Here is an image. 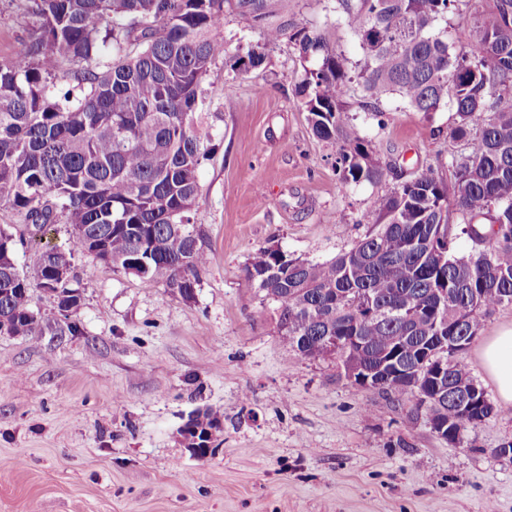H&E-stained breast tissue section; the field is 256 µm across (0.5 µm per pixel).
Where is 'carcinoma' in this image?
<instances>
[{"label": "carcinoma", "mask_w": 512, "mask_h": 512, "mask_svg": "<svg viewBox=\"0 0 512 512\" xmlns=\"http://www.w3.org/2000/svg\"><path fill=\"white\" fill-rule=\"evenodd\" d=\"M29 2L26 40L0 60V206L32 238L69 225V242L46 247L30 278L0 228V334H32L34 283L60 291L58 310L74 317L77 254L194 298L208 261L193 222L198 171L213 137L202 84L226 53L228 8L262 42L229 59L226 85L285 37L318 60L295 90L314 134L340 146L344 185L385 176L355 130V91L365 112L394 95L426 115L450 103L449 137L478 136L472 153L448 160V179L429 166L372 196L371 227L333 259H290L274 247L251 254L247 277L275 306L281 342L297 361L334 359L364 392L411 402L414 416L446 426L453 448L496 413L465 354L482 320L512 307V0H496L461 50L448 34L458 0H335L336 23L361 48L355 59L320 28L270 21L280 0ZM461 238L473 251L459 257ZM223 425L224 416L198 410L180 433Z\"/></svg>", "instance_id": "cac0c4a2"}]
</instances>
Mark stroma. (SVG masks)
I'll return each instance as SVG.
<instances>
[{"mask_svg": "<svg viewBox=\"0 0 512 512\" xmlns=\"http://www.w3.org/2000/svg\"><path fill=\"white\" fill-rule=\"evenodd\" d=\"M493 5L459 0L448 17L457 48ZM334 7L288 0L284 17L358 57ZM24 9L0 0V59L27 37ZM266 55L229 88L217 60L203 84L215 136L198 173L208 264L194 299L79 254L82 335L38 288L36 335H0V512H512V462L490 454L512 436V412L469 429L474 448L449 447L408 402L358 391L334 361H293L245 272L262 246L313 261L348 250L370 227L374 194L476 139H449L451 106L426 115L394 96L377 117L351 97L387 177L342 185L337 145L316 137L294 91L304 60L285 40ZM206 408L224 429L197 458L179 430Z\"/></svg>", "mask_w": 512, "mask_h": 512, "instance_id": "35a3bbf8", "label": "stroma"}]
</instances>
